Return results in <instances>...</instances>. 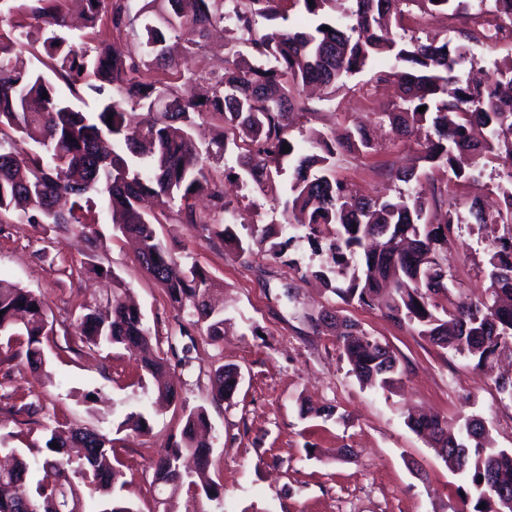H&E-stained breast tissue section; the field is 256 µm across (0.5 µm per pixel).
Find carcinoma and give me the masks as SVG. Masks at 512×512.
<instances>
[{
  "instance_id": "1",
  "label": "carcinoma",
  "mask_w": 512,
  "mask_h": 512,
  "mask_svg": "<svg viewBox=\"0 0 512 512\" xmlns=\"http://www.w3.org/2000/svg\"><path fill=\"white\" fill-rule=\"evenodd\" d=\"M87 32L69 41L67 0H25L17 12L42 20L45 32L33 39L20 21L0 28V223L3 218L55 228L74 227L91 241L101 233L98 203L112 210L113 228L137 240L140 266L161 286L170 304L204 330L224 340V305L210 295L208 272L182 262L164 243L158 224L198 225L205 237L218 239L246 261L300 212L307 216L308 240L327 255L300 279L315 277L350 303L374 306L432 344L465 354L480 367L512 355V238L493 239L484 268L489 299L453 295L452 275L438 256L448 235L461 224H512V58L495 63L480 89L464 78L472 62L468 44L479 42L478 29L458 32L459 41H424L406 36L403 21L410 7L430 16H474V0H82ZM500 30L512 31V0H491ZM301 7L313 20L302 31L287 24L288 12ZM142 21L128 56L116 55L100 39L101 27L120 38ZM233 27L224 73L189 68L175 59L171 39L184 43L185 58H197L212 32ZM328 30H323V27ZM29 53L38 65L20 62ZM384 59L368 83L395 80L401 95L378 124L409 135L427 124L423 161L430 170L411 167L394 174L403 183L393 198L360 197L336 177V156L373 148L369 129L360 125L338 140L308 129L307 153L296 150L292 117L311 114L300 89L320 85L330 92L361 73L369 62ZM208 79L211 96L187 97L181 86ZM70 95L58 93L55 82ZM48 94L42 98V94ZM90 96L97 109L84 112L76 102ZM426 110L421 112L419 107ZM112 123H107L108 117ZM221 121L218 138L202 150L193 138L198 119ZM33 145L21 152L15 140ZM235 148L229 173L267 193L284 167L288 188L272 197L280 229L250 228L248 239L236 232L231 203L224 197V176L214 175L228 145ZM288 145L290 152L282 150ZM499 162L506 183L497 184L503 207L485 212L473 200H448V180L433 186L431 197L415 188L435 173L455 182H478L488 163ZM206 195L210 211L197 213L196 198ZM102 271H97V268ZM78 275L110 277L115 284L105 305L82 304L74 319L77 341L94 347L124 346L141 354L140 364L156 383V398L180 403L182 428L153 463L159 512H175L184 492L218 501L224 486L210 474L205 407L179 402L177 390L162 379L167 360L153 352V338L139 308L127 302L128 289L99 255L79 262ZM312 328H336V342L357 379L388 388L400 373L390 348L369 336L358 322L326 311L310 318ZM54 334L44 299L0 280V341L16 343L14 357L29 369L45 371L44 343ZM238 373L222 367L212 379V400L233 397ZM407 424L441 446V455L463 475V512H512V451L494 446L489 433L465 417L448 429L438 416L408 415ZM38 456L20 448L15 464L0 469V512H18L27 501L31 512H57L58 486L66 487L70 512H86V499L97 512H137L116 493L125 486L122 463L112 440L76 424L49 416ZM149 415L131 411L116 431L146 432ZM57 443L58 447L51 446Z\"/></svg>"
}]
</instances>
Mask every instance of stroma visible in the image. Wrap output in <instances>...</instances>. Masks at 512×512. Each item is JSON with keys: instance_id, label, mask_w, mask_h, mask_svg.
Instances as JSON below:
<instances>
[{"instance_id": "1", "label": "stroma", "mask_w": 512, "mask_h": 512, "mask_svg": "<svg viewBox=\"0 0 512 512\" xmlns=\"http://www.w3.org/2000/svg\"><path fill=\"white\" fill-rule=\"evenodd\" d=\"M396 84L366 85L349 80L335 95L332 109H320L310 121L318 129L345 128L375 114L396 98ZM420 147L390 128L379 130L367 153L343 154L336 175L363 196L395 195L391 170L412 164ZM228 197L245 225L274 224L268 198L247 186H228ZM100 256L130 288L144 322L167 358L169 376L181 399L206 406L211 423L212 478L223 484L222 501L182 495L177 512H457L463 481L435 448L406 424L418 410L456 422L480 416L496 447L512 449V400L501 398L488 371L453 349H442L381 311L346 304L318 284L300 280L297 271L319 266L307 229L295 233L284 256L260 253L238 260L200 228L165 224L161 236L182 256L210 275L232 326L223 341H210L203 330L177 335L178 313L162 289L140 267L130 243L113 236L110 213L101 216ZM493 228L460 225L444 251L448 270L469 297H486L481 269L485 251H472L476 237L491 238ZM88 251L73 229L43 230L32 224H0V279L40 294L49 308L55 334L45 348L43 375L12 360L0 345V431L9 448L43 446L40 422L15 423L9 413L19 397L38 394L44 413L81 424L112 438L125 464V496L138 512H155L154 461L181 429L179 413L155 403L151 387L129 351H67L71 313L82 303L105 302L112 286L78 279L70 264ZM296 267H289V260ZM356 320L399 359L401 375L388 389L362 386L350 373L329 329L314 332L310 320L328 307ZM238 366L242 381L234 397L211 401V379L218 367ZM150 416L146 433L117 432L127 412Z\"/></svg>"}]
</instances>
